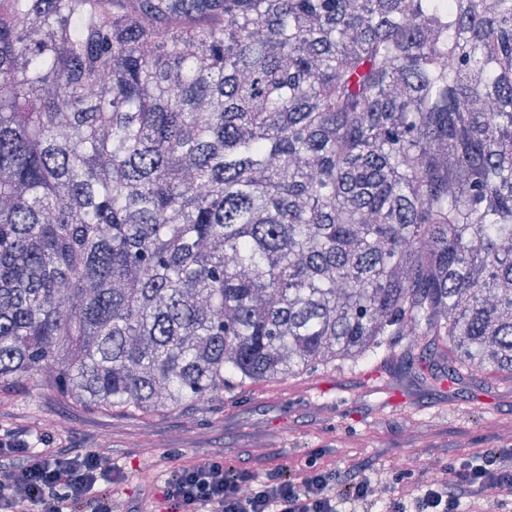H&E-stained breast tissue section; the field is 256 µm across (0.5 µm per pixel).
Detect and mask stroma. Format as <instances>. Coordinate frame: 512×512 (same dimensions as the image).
<instances>
[{
    "instance_id": "obj_1",
    "label": "stroma",
    "mask_w": 512,
    "mask_h": 512,
    "mask_svg": "<svg viewBox=\"0 0 512 512\" xmlns=\"http://www.w3.org/2000/svg\"><path fill=\"white\" fill-rule=\"evenodd\" d=\"M391 355L367 365L339 361L295 377L235 386L189 410L161 414L119 408L91 409L49 387L28 382L0 392V429L25 428L79 448H105L127 476L111 494L120 512L140 500L144 482L162 487L180 465L201 464L215 455L265 473L303 466L311 455L344 468L367 460L390 474L395 458L412 461L413 481L443 445L455 459L470 449L512 440V381L475 373L445 380L446 361L430 350L391 343ZM431 371L430 379L406 373L402 357ZM423 434L410 436L404 418Z\"/></svg>"
}]
</instances>
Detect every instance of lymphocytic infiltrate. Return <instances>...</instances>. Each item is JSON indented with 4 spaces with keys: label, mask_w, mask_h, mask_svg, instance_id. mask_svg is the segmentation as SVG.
<instances>
[{
    "label": "lymphocytic infiltrate",
    "mask_w": 512,
    "mask_h": 512,
    "mask_svg": "<svg viewBox=\"0 0 512 512\" xmlns=\"http://www.w3.org/2000/svg\"><path fill=\"white\" fill-rule=\"evenodd\" d=\"M424 489L403 485L389 512H512V445L476 448L463 462L440 461ZM100 448H72L43 435L0 431V512H113L108 493L124 480ZM390 484L371 463L330 468L310 458L298 472L262 475L223 457L174 471L164 512H367Z\"/></svg>",
    "instance_id": "f902f5d3"
}]
</instances>
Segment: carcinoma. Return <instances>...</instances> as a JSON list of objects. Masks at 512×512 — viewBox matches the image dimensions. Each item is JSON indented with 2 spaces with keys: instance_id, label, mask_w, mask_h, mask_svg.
<instances>
[{
  "instance_id": "obj_1",
  "label": "carcinoma",
  "mask_w": 512,
  "mask_h": 512,
  "mask_svg": "<svg viewBox=\"0 0 512 512\" xmlns=\"http://www.w3.org/2000/svg\"><path fill=\"white\" fill-rule=\"evenodd\" d=\"M410 330L512 378V0H0V391L192 408Z\"/></svg>"
}]
</instances>
